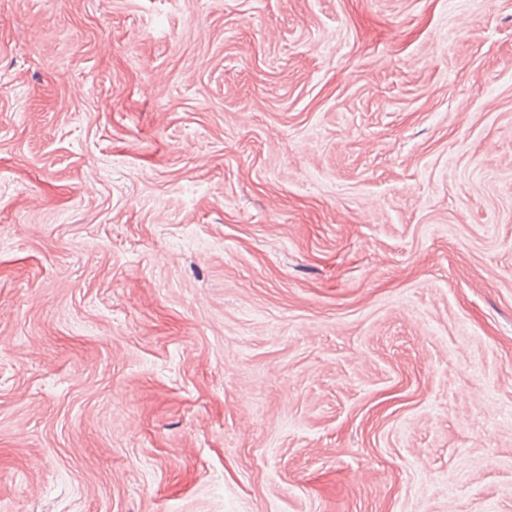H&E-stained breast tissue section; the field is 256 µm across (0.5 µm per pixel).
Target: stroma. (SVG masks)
Wrapping results in <instances>:
<instances>
[{
	"mask_svg": "<svg viewBox=\"0 0 512 512\" xmlns=\"http://www.w3.org/2000/svg\"><path fill=\"white\" fill-rule=\"evenodd\" d=\"M0 512H512V0H0Z\"/></svg>",
	"mask_w": 512,
	"mask_h": 512,
	"instance_id": "35a3bbf8",
	"label": "stroma"
}]
</instances>
